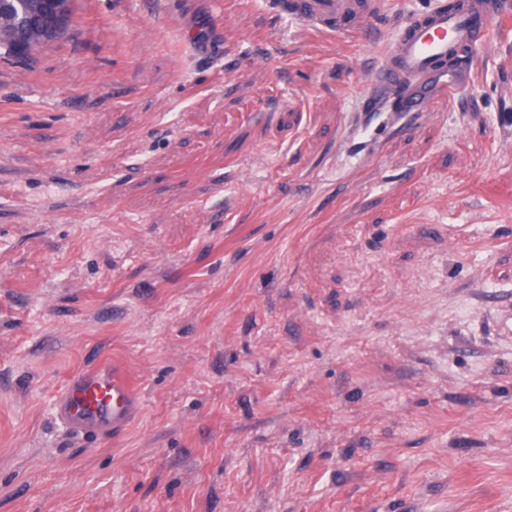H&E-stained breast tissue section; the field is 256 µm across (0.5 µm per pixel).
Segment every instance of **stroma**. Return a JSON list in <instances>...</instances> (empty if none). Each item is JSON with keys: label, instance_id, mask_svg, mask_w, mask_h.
<instances>
[{"label": "stroma", "instance_id": "35a3bbf8", "mask_svg": "<svg viewBox=\"0 0 512 512\" xmlns=\"http://www.w3.org/2000/svg\"><path fill=\"white\" fill-rule=\"evenodd\" d=\"M431 2L74 0L0 60V512H512V30L366 104ZM104 361L142 410L76 434ZM54 8L49 12H42L40 5H31V8L40 14V23L32 31V45L37 43H50L68 28L71 20V0H53ZM66 33V32H65ZM64 33V34H65ZM61 35L58 39L64 36ZM267 9L285 17L298 19L304 25L325 30H357L371 15L368 1L357 0H266ZM139 407L132 376L101 365L72 374L55 400L54 411L77 433L113 437L130 427Z\"/></svg>", "mask_w": 512, "mask_h": 512}]
</instances>
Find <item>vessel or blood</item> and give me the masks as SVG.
I'll use <instances>...</instances> for the list:
<instances>
[{
    "mask_svg": "<svg viewBox=\"0 0 512 512\" xmlns=\"http://www.w3.org/2000/svg\"><path fill=\"white\" fill-rule=\"evenodd\" d=\"M269 11L325 30H357L370 16L360 0H266ZM512 19L503 0H446L413 14L398 31L378 71L379 88L390 90L394 111L447 100L468 82L472 53L491 26ZM139 396L130 374L101 365L72 374L54 404L56 415L80 434H120L135 420Z\"/></svg>",
    "mask_w": 512,
    "mask_h": 512,
    "instance_id": "1",
    "label": "vessel or blood"
}]
</instances>
